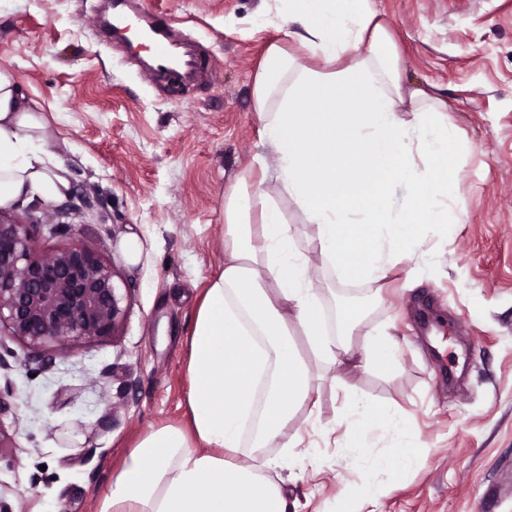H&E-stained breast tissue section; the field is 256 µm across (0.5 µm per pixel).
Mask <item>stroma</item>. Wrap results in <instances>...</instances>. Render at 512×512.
<instances>
[{
  "mask_svg": "<svg viewBox=\"0 0 512 512\" xmlns=\"http://www.w3.org/2000/svg\"><path fill=\"white\" fill-rule=\"evenodd\" d=\"M96 0H0V67L47 122L70 189L0 217L34 223L42 252L82 243L113 266L125 315L116 336L40 353L0 334V512H99L113 474L150 432L188 423V338L224 267V191L261 153L254 75L282 39L275 0H139L197 41L190 82H149L139 56L87 22ZM401 49L402 80L441 99L465 146L455 156L459 223L434 270L400 266L373 297L336 282L328 306L359 302L353 351L381 323L394 370L347 374L351 392L393 402L420 454L374 483L338 455L335 368L310 363L321 425L305 413L298 512H512V0H373ZM137 237L130 260L125 243Z\"/></svg>",
  "mask_w": 512,
  "mask_h": 512,
  "instance_id": "stroma-1",
  "label": "stroma"
}]
</instances>
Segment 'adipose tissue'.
<instances>
[{"mask_svg": "<svg viewBox=\"0 0 512 512\" xmlns=\"http://www.w3.org/2000/svg\"><path fill=\"white\" fill-rule=\"evenodd\" d=\"M276 2L285 39L267 46L253 85L262 177L239 179L224 194V268L208 283L189 337V424L142 439L100 512H290L281 485L254 459L260 449L290 447L297 410L319 416L296 333L318 362L342 372L397 364L386 326L352 351L356 307L339 308L328 327L313 269L370 291L413 258L441 265L431 242L459 221L438 176L457 144L445 104L403 84L382 14L370 0ZM44 127L38 103L0 67V209L68 191ZM286 200L299 224L282 211ZM304 228L309 253L297 243ZM335 421L344 430L340 456L376 480L414 440L396 408L376 398L344 395Z\"/></svg>", "mask_w": 512, "mask_h": 512, "instance_id": "obj_1", "label": "adipose tissue"}]
</instances>
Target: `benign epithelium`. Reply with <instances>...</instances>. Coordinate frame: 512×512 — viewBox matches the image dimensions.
<instances>
[{
	"instance_id": "obj_1",
	"label": "benign epithelium",
	"mask_w": 512,
	"mask_h": 512,
	"mask_svg": "<svg viewBox=\"0 0 512 512\" xmlns=\"http://www.w3.org/2000/svg\"><path fill=\"white\" fill-rule=\"evenodd\" d=\"M31 228L0 219V327L36 351L115 336L124 311L113 267L83 244L45 254Z\"/></svg>"
}]
</instances>
